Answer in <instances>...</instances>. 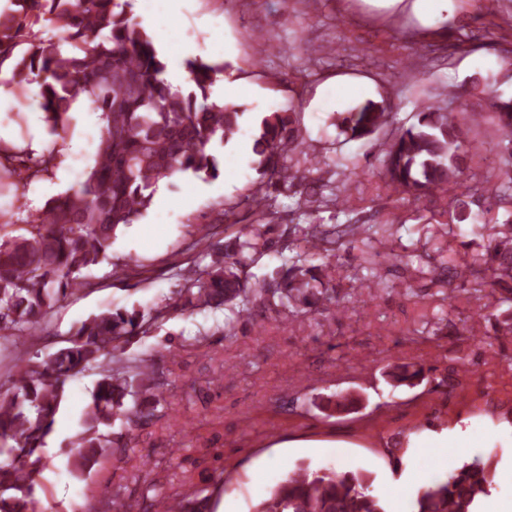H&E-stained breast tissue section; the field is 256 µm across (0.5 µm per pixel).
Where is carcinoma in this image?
Returning <instances> with one entry per match:
<instances>
[{
  "label": "carcinoma",
  "instance_id": "1",
  "mask_svg": "<svg viewBox=\"0 0 512 512\" xmlns=\"http://www.w3.org/2000/svg\"><path fill=\"white\" fill-rule=\"evenodd\" d=\"M16 9L0 12V73L10 74L18 87L36 83L41 109L52 131L65 128L73 103L84 101L102 113L106 126L94 162L79 189L48 200L25 220L24 233L0 234V337L24 344L38 335L49 312L67 297L89 285L83 272L107 258L117 232L150 208L155 185L177 174L216 180L224 166L216 149L230 142L246 120L244 110L210 98V89L224 79V64L194 58L187 61L192 89H172L162 78L167 65L153 38L131 20L128 0H14ZM59 30V41L33 31L41 21ZM27 45L19 54L16 48ZM505 138L512 145V99L496 100ZM390 113L374 101L336 114L335 125L345 140L367 138L387 125ZM475 115L450 112L440 101H429L418 122L400 128L383 143L384 174L404 193L446 191L464 172V158L485 148L470 138ZM305 139L294 113L269 112L254 126L252 152L261 175L246 200L256 209L257 226L266 221L265 201L280 187L293 185L308 199L315 198L319 179L297 175L288 156L304 153ZM56 148L39 157L0 140V178L27 182L52 173ZM485 212L497 208L511 213L512 171L500 184L481 189ZM356 224L310 226L305 249L324 259L322 265L284 262L277 278L251 288L239 275L261 253L255 241L238 247L207 245L210 264L196 275H184L185 305L197 309L239 308L251 316L260 300L317 311L335 299L320 288V274L342 246L355 242ZM490 242L479 261L489 276L512 279V241L502 225H491ZM511 297L483 306L479 319L498 320L499 335L512 332V316L495 315ZM169 310L145 316L133 308L110 309L75 326L65 345L41 361L13 358L12 386L0 390V512H36L33 474L44 467L41 449L51 433L67 395L68 381L88 369L101 378L71 445L73 477H88L113 449L124 448L123 434L112 433L118 419L128 425L152 414L166 400L152 366L124 358L126 347L141 336L161 329ZM388 377L414 387L425 379L424 366L402 364ZM357 398L337 392L313 403L327 417L351 410ZM494 471L479 461L464 464L443 480L423 487L415 512H472L476 498L490 492ZM361 473L314 470L297 464L254 512H386Z\"/></svg>",
  "mask_w": 512,
  "mask_h": 512
}]
</instances>
